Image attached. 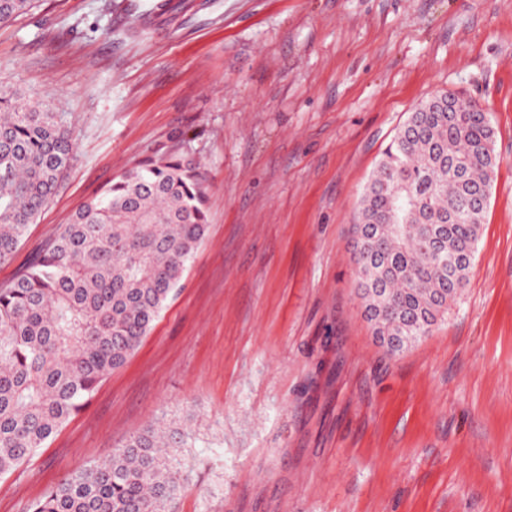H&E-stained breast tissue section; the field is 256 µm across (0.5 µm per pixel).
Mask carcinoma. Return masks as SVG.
<instances>
[{"instance_id":"obj_1","label":"carcinoma","mask_w":512,"mask_h":512,"mask_svg":"<svg viewBox=\"0 0 512 512\" xmlns=\"http://www.w3.org/2000/svg\"><path fill=\"white\" fill-rule=\"evenodd\" d=\"M34 0H0V23ZM457 111H448V104ZM483 109L421 101L366 186L353 264L373 335L399 355L430 335L468 282L499 166ZM76 156L65 113L0 81V264L52 202ZM205 175L156 152L86 202L0 287V475L14 472L121 368L181 286L207 230ZM188 434L159 426L66 475L31 512H173Z\"/></svg>"}]
</instances>
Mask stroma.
<instances>
[{
  "mask_svg": "<svg viewBox=\"0 0 512 512\" xmlns=\"http://www.w3.org/2000/svg\"><path fill=\"white\" fill-rule=\"evenodd\" d=\"M122 2L0 24V78L69 113L77 143L0 285L159 149L207 173V232L125 366L0 477V512L160 422L189 434L175 512H512V0ZM439 90L482 105L500 164L466 288L392 356L350 229Z\"/></svg>",
  "mask_w": 512,
  "mask_h": 512,
  "instance_id": "obj_1",
  "label": "stroma"
}]
</instances>
